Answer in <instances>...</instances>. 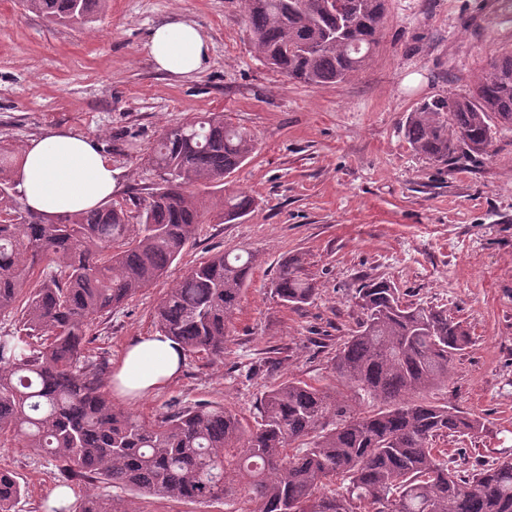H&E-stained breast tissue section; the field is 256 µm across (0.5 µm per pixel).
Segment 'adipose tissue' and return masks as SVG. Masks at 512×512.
I'll return each instance as SVG.
<instances>
[{
  "mask_svg": "<svg viewBox=\"0 0 512 512\" xmlns=\"http://www.w3.org/2000/svg\"><path fill=\"white\" fill-rule=\"evenodd\" d=\"M209 50L202 29L184 19L156 26L146 44L158 71L182 77L200 72ZM120 182V169L101 147L72 130H53L30 140L16 173L24 206L49 220L97 206ZM183 361L182 346L170 337H140L127 349L112 383L118 396L140 399L174 377Z\"/></svg>",
  "mask_w": 512,
  "mask_h": 512,
  "instance_id": "obj_1",
  "label": "adipose tissue"
}]
</instances>
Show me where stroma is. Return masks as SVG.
I'll use <instances>...</instances> for the list:
<instances>
[{"instance_id":"obj_1","label":"stroma","mask_w":512,"mask_h":512,"mask_svg":"<svg viewBox=\"0 0 512 512\" xmlns=\"http://www.w3.org/2000/svg\"><path fill=\"white\" fill-rule=\"evenodd\" d=\"M210 39L201 73L157 71L145 49L174 16ZM512 50V13L497 0H387L369 65L342 83L289 80L255 51L242 0H109L101 20L54 25L0 0V142L24 147L53 129L97 139L123 172L113 202L145 197L158 177L144 158L165 127L200 112L250 130L256 150L224 181L257 203L234 224H202L167 273L91 325L90 360L114 369L133 339L154 334L163 295L217 251L257 253L229 325L224 358L189 353L154 394L123 402L151 420L216 402L253 421L275 383L334 384L332 358L355 326L361 279L390 281L403 302L446 310L470 334L447 384L427 392L485 422L448 437L453 466L512 458V127L471 162L434 163L404 135L424 100L469 94L489 61ZM300 254L315 284L309 303L272 293L280 264ZM0 470L20 483L16 512H43L57 487L50 459L0 444Z\"/></svg>"}]
</instances>
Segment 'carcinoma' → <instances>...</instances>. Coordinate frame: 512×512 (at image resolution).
<instances>
[{
	"instance_id": "cac0c4a2",
	"label": "carcinoma",
	"mask_w": 512,
	"mask_h": 512,
	"mask_svg": "<svg viewBox=\"0 0 512 512\" xmlns=\"http://www.w3.org/2000/svg\"><path fill=\"white\" fill-rule=\"evenodd\" d=\"M254 47L272 68L321 87L357 75L379 42L385 0H244ZM53 24L86 27L107 0H19ZM512 126V52H503L464 97L425 101L407 117L413 151L437 163L479 156ZM255 150L254 135L224 113L189 116L150 148L159 182L136 210L104 202L55 222L16 213V161L0 147V314L20 313L0 331V439L56 462L62 480L87 473L142 496L209 504L236 494L241 512H512V460L461 475L440 437L473 438L480 419L421 398L448 382L469 344L463 327L432 306L405 304L388 281L358 289L361 317L336 351V384L288 380L265 392L255 424L222 405L195 403L147 421L120 410L100 369L83 361L93 319L151 286L210 215L233 223L253 211L224 178ZM258 262L218 251L169 289L154 312L156 331L185 351L224 358L228 323ZM285 305L308 303L315 288L305 258L280 265L273 281ZM347 388L377 408L359 412ZM339 486L327 491L332 483ZM24 490L0 472V512ZM46 512H138L120 497L88 495Z\"/></svg>"
}]
</instances>
